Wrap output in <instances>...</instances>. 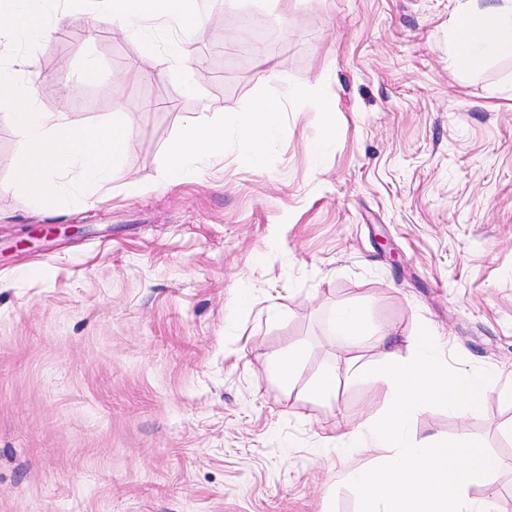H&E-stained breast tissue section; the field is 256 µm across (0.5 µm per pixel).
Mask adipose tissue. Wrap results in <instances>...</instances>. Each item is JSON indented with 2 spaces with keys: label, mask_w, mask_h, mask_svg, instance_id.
I'll list each match as a JSON object with an SVG mask.
<instances>
[{
  "label": "adipose tissue",
  "mask_w": 512,
  "mask_h": 512,
  "mask_svg": "<svg viewBox=\"0 0 512 512\" xmlns=\"http://www.w3.org/2000/svg\"><path fill=\"white\" fill-rule=\"evenodd\" d=\"M454 61L458 68L471 70L502 52H512V0H463L453 31ZM281 119L276 101L261 99L244 111L229 116L225 123L190 121L171 147L166 177L176 179L185 172L200 171L224 155V129L241 134L242 147L261 160Z\"/></svg>",
  "instance_id": "obj_1"
}]
</instances>
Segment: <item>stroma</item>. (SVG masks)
Listing matches in <instances>:
<instances>
[{"mask_svg":"<svg viewBox=\"0 0 512 512\" xmlns=\"http://www.w3.org/2000/svg\"><path fill=\"white\" fill-rule=\"evenodd\" d=\"M461 2L199 0L203 35L76 22L34 73L0 35L40 112L130 128L107 199L34 209L0 105V512H357L349 480L385 457L351 436L390 397L365 371L412 358L422 325L497 382L411 431L482 441L501 465L468 493L512 512V53L457 69ZM260 98L282 106L262 168L229 129L223 159L165 183L189 119ZM295 350L293 382L267 372ZM362 326V314L359 309H344L336 316L337 335L344 338L357 336Z\"/></svg>","mask_w":512,"mask_h":512,"instance_id":"stroma-1","label":"stroma"}]
</instances>
